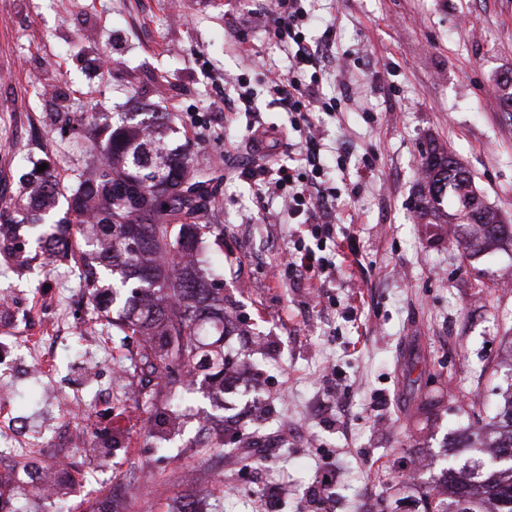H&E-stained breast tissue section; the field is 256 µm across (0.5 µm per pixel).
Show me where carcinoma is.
I'll use <instances>...</instances> for the list:
<instances>
[{
	"label": "carcinoma",
	"mask_w": 512,
	"mask_h": 512,
	"mask_svg": "<svg viewBox=\"0 0 512 512\" xmlns=\"http://www.w3.org/2000/svg\"><path fill=\"white\" fill-rule=\"evenodd\" d=\"M172 128L159 116L123 112L94 125L102 150L83 160L74 184L59 187L35 172L17 201L0 208V255L18 267L45 266L64 256L80 232L77 270L92 313L123 335L139 336L141 368L175 366L208 371L213 395L224 397V295L199 259L205 224L189 220L213 205L220 177L193 172L187 153L170 146ZM429 200L448 197L475 226L466 249L512 242V225L486 210L465 212L475 191L471 176L447 151L422 157ZM467 455L442 470L424 495V512H512V387L478 434L451 444Z\"/></svg>",
	"instance_id": "cac0c4a2"
}]
</instances>
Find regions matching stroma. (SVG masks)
I'll use <instances>...</instances> for the list:
<instances>
[{
	"mask_svg": "<svg viewBox=\"0 0 512 512\" xmlns=\"http://www.w3.org/2000/svg\"><path fill=\"white\" fill-rule=\"evenodd\" d=\"M278 0H0V195L33 163L63 186L92 146L66 116L161 112L196 169L221 175L214 207L224 338L245 383L216 406L201 382L183 400L166 370L135 369L140 342L91 322L73 260L22 273L0 258V430L20 422L24 470L63 469L69 512H110L115 484L145 474L121 512H411L409 498L455 457L447 445L495 413L512 342V244L469 256L441 205L414 211L422 156L445 147L487 206L512 224V0H315L307 41L328 37L345 69L319 90L336 112L322 180L335 188L328 239L289 219L244 173L250 129L276 137L270 171L300 140L265 67L288 70L268 23ZM241 77L249 105L225 74ZM321 247L320 267L287 252ZM196 472L199 484L185 481Z\"/></svg>",
	"mask_w": 512,
	"mask_h": 512,
	"instance_id": "35a3bbf8",
	"label": "stroma"
}]
</instances>
